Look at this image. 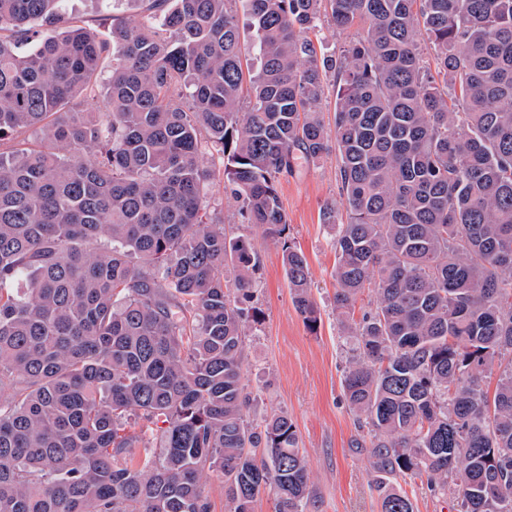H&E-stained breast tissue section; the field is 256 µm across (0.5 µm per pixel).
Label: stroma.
<instances>
[{"label":"stroma","instance_id":"obj_1","mask_svg":"<svg viewBox=\"0 0 512 512\" xmlns=\"http://www.w3.org/2000/svg\"><path fill=\"white\" fill-rule=\"evenodd\" d=\"M202 163L214 173L207 196L213 222L223 225L227 235L246 239L260 259L249 301L258 321L245 338L243 382L254 398L248 419L284 413L292 420L315 494L310 512H381L369 453L354 444L359 415L342 389L351 354L335 310V230L323 220L329 208L339 220L348 217L335 154L302 164L277 185L288 238L306 257L320 310L313 328L294 305L281 244L263 227L249 223L239 203L225 194L220 155L205 150Z\"/></svg>","mask_w":512,"mask_h":512}]
</instances>
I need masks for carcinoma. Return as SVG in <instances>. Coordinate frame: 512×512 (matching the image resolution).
<instances>
[{"instance_id": "1", "label": "carcinoma", "mask_w": 512, "mask_h": 512, "mask_svg": "<svg viewBox=\"0 0 512 512\" xmlns=\"http://www.w3.org/2000/svg\"><path fill=\"white\" fill-rule=\"evenodd\" d=\"M325 1L336 27H359L336 58L308 37ZM63 2L0 0V140L39 134L0 152V512H213L214 476L225 512L265 492L275 512L313 502L288 416L245 415L259 261L207 216L210 146L225 193L283 240L311 328L277 185L336 150L356 447L458 512H512V0H244L259 54L246 110L233 0H151L106 39ZM106 56V109L81 112ZM507 356L490 401L480 376ZM374 485L382 512H414Z\"/></svg>"}]
</instances>
